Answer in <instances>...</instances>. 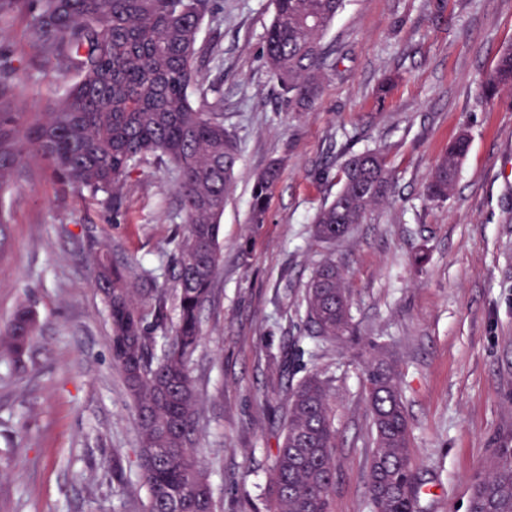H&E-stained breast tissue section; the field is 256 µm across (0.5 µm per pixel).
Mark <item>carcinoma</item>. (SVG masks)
Wrapping results in <instances>:
<instances>
[{
    "label": "carcinoma",
    "mask_w": 512,
    "mask_h": 512,
    "mask_svg": "<svg viewBox=\"0 0 512 512\" xmlns=\"http://www.w3.org/2000/svg\"><path fill=\"white\" fill-rule=\"evenodd\" d=\"M31 5L29 36L60 82L45 112H29L13 92L15 69L0 68V192L36 158L63 182L119 203L133 169L150 159L172 165L182 199L184 231L174 256L178 319L156 337L146 312L166 307L165 294L139 288L103 251L96 283L108 310L112 358L133 400L139 429L138 469L147 512H217L196 448L198 397L189 366L201 340L199 312L220 266L219 233L239 156L224 128L221 99L209 96L199 41L214 0H0V24ZM341 0H273L264 65L288 111L308 112L319 99L331 51L323 36ZM512 88V48L503 50L480 82L488 102ZM468 151L459 135L436 161L425 187L443 202ZM280 162L256 175L250 222L267 220ZM393 178L384 156L349 157L342 185L314 218V235L336 241V230L363 222L384 203ZM307 316L317 336L342 341L352 333L350 295L342 270L327 260L306 289ZM37 322L19 309L0 331V357L20 361L36 339ZM372 422L368 455L371 512H420L411 426L394 364L383 355L365 371ZM336 474V426L326 382L316 374L288 394L285 433L268 477V512H330ZM469 512H512V448L495 449L475 476Z\"/></svg>",
    "instance_id": "1"
}]
</instances>
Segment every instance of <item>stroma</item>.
Segmentation results:
<instances>
[{"label": "stroma", "mask_w": 512, "mask_h": 512, "mask_svg": "<svg viewBox=\"0 0 512 512\" xmlns=\"http://www.w3.org/2000/svg\"><path fill=\"white\" fill-rule=\"evenodd\" d=\"M200 40L239 161L220 230L221 263L199 318L191 372L197 447L220 512H267L269 472L291 386L328 380L337 429L332 512H370L371 417L364 384L374 344L400 373L422 512H469L472 478L512 439V90L476 101L479 79L512 47V0H344L323 43L336 70L308 112H291L263 63L271 0H216ZM29 9L0 26L15 94L46 111L58 82L30 41ZM469 152L443 203L424 188L459 134ZM381 149L389 200L331 245L313 219L351 155ZM282 163L266 223L249 221L255 175ZM0 328L19 308L39 330L23 364L0 361V512H143L139 430L112 362L95 255L168 302L183 225L172 168L130 174L119 207L58 181L33 159L0 195ZM334 259L355 338L313 339L305 289Z\"/></svg>", "instance_id": "35a3bbf8"}]
</instances>
